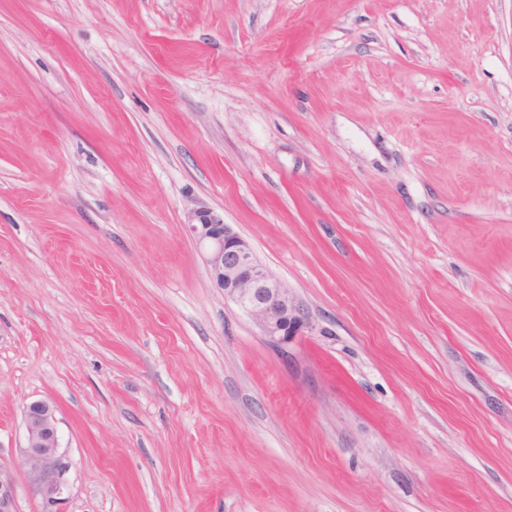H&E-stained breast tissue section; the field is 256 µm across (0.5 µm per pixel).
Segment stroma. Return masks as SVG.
<instances>
[{"label": "stroma", "instance_id": "35a3bbf8", "mask_svg": "<svg viewBox=\"0 0 512 512\" xmlns=\"http://www.w3.org/2000/svg\"><path fill=\"white\" fill-rule=\"evenodd\" d=\"M38 400L64 512H512V0H0V462ZM189 235L205 251L212 280L224 298L244 311L277 346L314 329L310 309L288 284L256 259L249 242L231 224L208 211L194 213Z\"/></svg>", "mask_w": 512, "mask_h": 512}]
</instances>
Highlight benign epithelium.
Here are the masks:
<instances>
[{"instance_id":"7a95c632","label":"benign epithelium","mask_w":512,"mask_h":512,"mask_svg":"<svg viewBox=\"0 0 512 512\" xmlns=\"http://www.w3.org/2000/svg\"><path fill=\"white\" fill-rule=\"evenodd\" d=\"M189 235L205 251L212 280L224 298L244 311L270 342L283 346L314 329L310 309L288 284L256 259L249 242L230 224L208 211L195 213L186 224ZM27 432L18 468L42 512H62L69 493L71 462L61 451L55 409L47 401H33L24 409ZM0 512H19L15 468L0 463Z\"/></svg>"}]
</instances>
